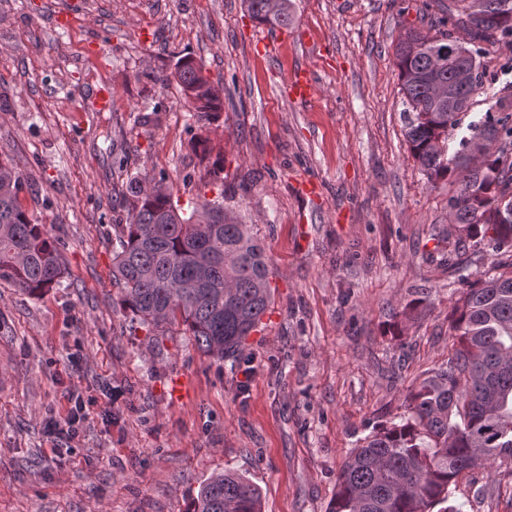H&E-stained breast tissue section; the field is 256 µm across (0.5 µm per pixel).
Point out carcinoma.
Segmentation results:
<instances>
[{
	"label": "carcinoma",
	"mask_w": 512,
	"mask_h": 512,
	"mask_svg": "<svg viewBox=\"0 0 512 512\" xmlns=\"http://www.w3.org/2000/svg\"><path fill=\"white\" fill-rule=\"evenodd\" d=\"M262 25L286 27L292 0H242ZM469 35L466 55L436 68L434 41ZM420 42L413 51L406 38ZM512 48V0H448L435 33L405 30L393 64L406 113L409 151L430 179L451 176L448 221L458 243L496 256L481 273L453 264L459 288L448 318V362L408 389L407 415L380 425L344 462L328 512H459L449 488L480 464L512 462V98L468 124L469 135L448 155L486 71L482 44ZM189 111L208 120L224 111V88L203 65L179 58L172 73ZM27 179L0 159V281L40 295L62 275L60 254L45 225L25 209ZM134 204L118 225L112 281L132 320L154 329L183 322L198 348L241 363L243 341L260 323L272 292L264 249L224 201L197 199L182 207L167 177L129 185ZM191 512H262L259 488L226 469L207 478Z\"/></svg>",
	"instance_id": "obj_1"
}]
</instances>
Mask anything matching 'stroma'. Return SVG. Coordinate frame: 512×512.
I'll list each match as a JSON object with an SVG mask.
<instances>
[{
  "instance_id": "1",
  "label": "stroma",
  "mask_w": 512,
  "mask_h": 512,
  "mask_svg": "<svg viewBox=\"0 0 512 512\" xmlns=\"http://www.w3.org/2000/svg\"><path fill=\"white\" fill-rule=\"evenodd\" d=\"M294 3L283 43L240 0H0V156L27 175L20 200L63 263L40 296L0 282V512H189L224 469L258 485L263 512H327L360 440L447 362L456 185L411 156L393 65L403 28L429 31L438 7ZM187 54L224 86L218 119L185 106L172 72ZM484 63L450 149L512 92V50L487 46ZM304 67L314 95L300 103L284 84ZM162 173L181 199L223 197L265 249L272 302L240 366L119 304L128 204L112 192ZM78 400V436L52 433ZM451 500L512 512V463L475 468Z\"/></svg>"
}]
</instances>
